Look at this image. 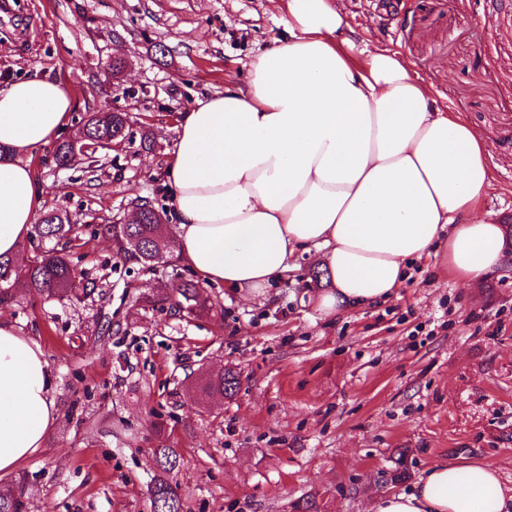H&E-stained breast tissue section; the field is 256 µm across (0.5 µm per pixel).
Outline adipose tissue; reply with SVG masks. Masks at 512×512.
<instances>
[{"label":"adipose tissue","mask_w":512,"mask_h":512,"mask_svg":"<svg viewBox=\"0 0 512 512\" xmlns=\"http://www.w3.org/2000/svg\"><path fill=\"white\" fill-rule=\"evenodd\" d=\"M283 33L245 82L182 115L164 184L177 253L204 280L251 300L311 252L331 280L317 297L344 316L391 298L408 264L439 250L477 286L503 263L504 228L479 214L493 186L479 133L440 106L401 52L356 61L340 0H280ZM69 89L39 75L0 90V256L19 258L49 186L28 158L66 129ZM57 418L41 346L0 315V474L46 441ZM368 512H512L483 463L433 464L410 492Z\"/></svg>","instance_id":"obj_1"}]
</instances>
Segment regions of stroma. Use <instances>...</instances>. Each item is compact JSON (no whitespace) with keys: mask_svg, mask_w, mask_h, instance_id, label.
<instances>
[{"mask_svg":"<svg viewBox=\"0 0 512 512\" xmlns=\"http://www.w3.org/2000/svg\"><path fill=\"white\" fill-rule=\"evenodd\" d=\"M382 2L343 5L359 38L407 55L482 135L496 177L482 214L512 224V0H395L388 14ZM281 16L273 0H10L0 12V88L40 73L71 91L67 136L106 109L127 113L132 135L92 176L56 167L49 145L29 158L101 293L59 304L23 292L7 310L57 375L46 447L0 476V489L24 484L28 512H152L159 446L180 457L169 480L184 512H291L309 493L320 512H368L442 461L495 466L512 487V262L469 288L426 256L392 298L329 318L315 298L330 282L302 254L264 298L203 283L218 310L185 319L148 301L189 271L175 244L141 271L100 231L127 223L136 199L169 205L162 173L182 114L244 78ZM115 56L128 61L116 82L104 73ZM228 367L233 398L190 392ZM401 448L411 477L394 483Z\"/></svg>","mask_w":512,"mask_h":512,"instance_id":"1","label":"stroma"}]
</instances>
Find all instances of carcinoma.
Here are the masks:
<instances>
[{"mask_svg": "<svg viewBox=\"0 0 512 512\" xmlns=\"http://www.w3.org/2000/svg\"><path fill=\"white\" fill-rule=\"evenodd\" d=\"M82 130L94 133L97 140L112 139L123 142L127 137V117L123 112H103L95 123L87 117L81 118ZM95 150H90L78 160L70 158L66 140L57 141L53 161L58 167H73L82 162L92 169ZM165 211L153 207L142 214L137 224H108L104 233L111 237L116 245L117 255L123 262H132L149 267L168 243V225L165 224ZM73 225L68 219L56 213L45 215L41 222L34 225L30 241L40 242L32 249V255L22 265L10 259L0 258V306L6 307L16 302L14 285L23 282L28 290L45 299L58 301H80L97 290L96 281L88 278L67 255L48 243L68 237ZM177 292L178 311L191 316L209 309L203 298L200 285L192 279L180 276ZM239 385V374L228 368L224 373L209 376L196 383L195 389L201 396H234ZM154 460L161 472L148 487L151 504L157 512H183V502L165 474L172 471L178 463L177 454L172 448L154 450ZM0 512H27V504L22 495H0Z\"/></svg>", "mask_w": 512, "mask_h": 512, "instance_id": "obj_1", "label": "carcinoma"}]
</instances>
